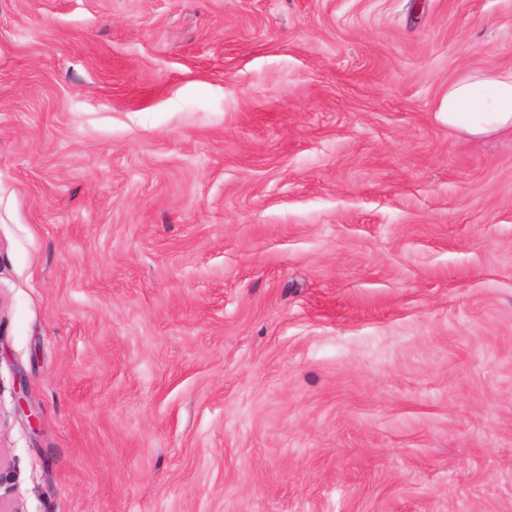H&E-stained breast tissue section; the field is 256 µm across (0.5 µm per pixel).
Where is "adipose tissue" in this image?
<instances>
[{
  "label": "adipose tissue",
  "instance_id": "ef3b65f1",
  "mask_svg": "<svg viewBox=\"0 0 512 512\" xmlns=\"http://www.w3.org/2000/svg\"><path fill=\"white\" fill-rule=\"evenodd\" d=\"M449 128L471 136L512 131V68L470 70L448 86Z\"/></svg>",
  "mask_w": 512,
  "mask_h": 512
}]
</instances>
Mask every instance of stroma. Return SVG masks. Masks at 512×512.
<instances>
[{
	"label": "stroma",
	"mask_w": 512,
	"mask_h": 512,
	"mask_svg": "<svg viewBox=\"0 0 512 512\" xmlns=\"http://www.w3.org/2000/svg\"><path fill=\"white\" fill-rule=\"evenodd\" d=\"M512 0H0V499L512 512ZM448 128L470 136L512 131V68L470 70L448 85Z\"/></svg>",
	"instance_id": "stroma-1"
}]
</instances>
